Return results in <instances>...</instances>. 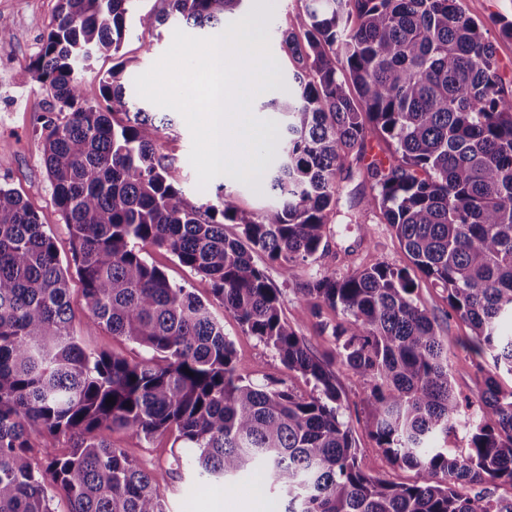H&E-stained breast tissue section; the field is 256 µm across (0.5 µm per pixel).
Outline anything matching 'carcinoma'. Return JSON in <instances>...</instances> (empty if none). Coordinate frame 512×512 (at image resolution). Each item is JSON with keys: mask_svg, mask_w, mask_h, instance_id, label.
<instances>
[{"mask_svg": "<svg viewBox=\"0 0 512 512\" xmlns=\"http://www.w3.org/2000/svg\"><path fill=\"white\" fill-rule=\"evenodd\" d=\"M138 0H58L30 64L51 101L42 158L69 228L62 264L38 215L0 184V512H165L164 477L112 432L174 430L199 480L242 476L279 488L284 512H512V391L493 377L477 402L449 380L448 337L420 304L417 276L447 292L450 318L476 356L512 375V92L494 45L459 0H303L300 30L282 34L292 88L268 103L282 117L278 161L261 179V212L190 201L156 151L170 120L126 98L125 65L82 97L93 55H117ZM155 16L214 29L246 0H163ZM394 147L366 160L369 130ZM364 170L409 264L378 261L317 272L297 292L341 314L336 358L364 385L370 435L415 472L397 484L364 473L328 362L281 314L279 290L255 257L292 276L323 252L340 183ZM233 224L239 234L229 236ZM169 251L210 285L244 332L313 385L301 397L244 382L210 303L173 283L142 245ZM82 283L87 329L152 353L140 361L86 351L72 330L69 274ZM114 398L115 404L106 403ZM464 433L466 447L448 449ZM68 452H56L60 436ZM42 458L33 454L32 437Z\"/></svg>", "mask_w": 512, "mask_h": 512, "instance_id": "obj_1", "label": "carcinoma"}]
</instances>
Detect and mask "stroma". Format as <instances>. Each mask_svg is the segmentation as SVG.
Returning <instances> with one entry per match:
<instances>
[{"label": "stroma", "mask_w": 512, "mask_h": 512, "mask_svg": "<svg viewBox=\"0 0 512 512\" xmlns=\"http://www.w3.org/2000/svg\"><path fill=\"white\" fill-rule=\"evenodd\" d=\"M56 4L57 0H0V15L8 17L13 27L10 46L0 50V182L21 194L38 214L41 223L53 235L61 259L65 260L70 256L69 231L52 200L51 184L41 161L42 124L49 98L29 70L30 60L52 23ZM302 6V0H251L249 4L252 14L260 16V35L269 39L271 52L279 64L273 87L263 94L261 102L252 105L255 116L268 120L273 129L279 126L280 118L267 103L285 92L292 69L280 47V34L287 28H299ZM460 6L466 15L484 23V35L496 49L501 70L511 74L512 39L502 35L500 21L512 20V0H460ZM137 7L138 16L129 21L119 54L96 55L90 70L82 75L84 100H99V79L111 70L115 60L125 61L127 71L136 76L147 71L170 47L173 27H157L145 20L146 15L161 9L160 0H139ZM168 116L172 125L162 131L157 141L158 152L173 157L176 181L190 201L214 200L217 181H210L202 190L197 187V176L189 162L192 137L185 120L173 110ZM370 191L371 185L363 175H354L345 182L333 217L334 235L328 248L316 261L297 267L293 279H286L274 265H267L266 270L272 284L280 291L284 316L300 328L307 346L317 357L330 361L329 368L341 388L342 418L349 424L356 441L359 466L371 475L408 483L414 478L413 471L395 465L370 436L363 410L362 383L346 365L331 358L335 344L327 329L338 322V315L326 307L321 312H313L297 292L301 283L323 269L343 272L348 265L362 266L377 260L406 265L407 259L389 225L380 215L363 209L361 199ZM226 192L233 205L255 212L276 201L269 187L255 177L245 182L237 178L229 181ZM146 251L149 260L161 267L171 281L192 288L202 299H209L207 281L194 270L180 265L166 250L150 245ZM69 288L74 309L72 324L87 350L117 352L135 360L145 357L143 348L123 338L104 330H87L82 284L74 277L69 281ZM417 294L421 305L436 317L440 334L448 338L453 353L450 381L454 392L462 397H475L485 377L490 375L496 377L502 390H511L512 375L495 370L490 358L463 350L461 343L470 331L459 321L448 318L442 289L423 280ZM212 312L223 326L225 336L234 344L236 370L243 380L264 384L276 379L298 395L312 394L310 384L289 372L274 349L246 334L222 305H213ZM173 440L170 433L149 439L123 429L112 433L114 446L124 449L143 468L163 474L166 512H209L211 502L216 500L223 501L224 512H280L278 493L255 489L245 479L229 488L218 483L199 486L192 465L175 464L171 453Z\"/></svg>", "instance_id": "stroma-1"}]
</instances>
